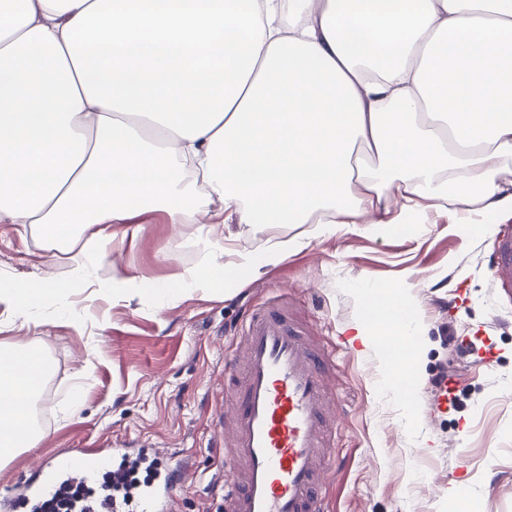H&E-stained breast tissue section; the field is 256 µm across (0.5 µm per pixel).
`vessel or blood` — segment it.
Instances as JSON below:
<instances>
[{"mask_svg":"<svg viewBox=\"0 0 512 512\" xmlns=\"http://www.w3.org/2000/svg\"><path fill=\"white\" fill-rule=\"evenodd\" d=\"M496 264L512 285V231L498 236ZM241 355L224 358V443L235 450L224 483V512H322L319 479L329 446L327 385L335 355L316 343L289 310L270 303L242 327ZM107 456L84 449L45 456L37 479L0 494V512H41L66 484H98ZM178 482L142 491L138 512H166ZM86 501L88 512H123L108 486Z\"/></svg>","mask_w":512,"mask_h":512,"instance_id":"vessel-or-blood-1","label":"vessel or blood"}]
</instances>
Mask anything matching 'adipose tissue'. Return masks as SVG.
I'll return each instance as SVG.
<instances>
[{
	"mask_svg": "<svg viewBox=\"0 0 512 512\" xmlns=\"http://www.w3.org/2000/svg\"><path fill=\"white\" fill-rule=\"evenodd\" d=\"M266 233L244 252L198 229L202 265L143 298L198 288L232 297L306 248L273 236L384 238L457 216L467 234L512 209V0H0V223L77 248L65 280L0 275V305L28 319L97 272L116 224L153 210L183 224ZM413 285L370 287L354 337L400 346ZM49 370L35 348L0 347V466L45 437L35 405Z\"/></svg>",
	"mask_w": 512,
	"mask_h": 512,
	"instance_id": "1",
	"label": "adipose tissue"
}]
</instances>
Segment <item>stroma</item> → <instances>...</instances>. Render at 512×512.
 I'll return each instance as SVG.
<instances>
[{
	"mask_svg": "<svg viewBox=\"0 0 512 512\" xmlns=\"http://www.w3.org/2000/svg\"><path fill=\"white\" fill-rule=\"evenodd\" d=\"M136 236L117 240L100 272L121 297L74 291L71 314L47 307L37 321L0 306V343L37 346L50 370L36 405L45 439L0 467V491L32 474L42 455L67 448H151L182 462L185 478L168 512H220L223 462L231 456L215 418L224 403V357L239 343L249 310L287 300L321 345L335 350L328 381L334 414L323 490L326 512H455L462 485L478 512H512V293L499 288L493 237L467 240L452 215L375 239L353 229L314 238V225L273 233L311 235L306 249L240 288L199 289L156 303L124 293L126 281H164L197 267L198 227L158 212L137 216ZM69 253L46 248L16 224H0V271L63 277ZM425 336L411 403L386 386L379 350L352 339L360 304L349 290L364 276L378 285L409 275ZM459 394L447 403L437 375ZM83 408L62 417L73 391Z\"/></svg>",
	"mask_w": 512,
	"mask_h": 512,
	"instance_id": "stroma-1",
	"label": "stroma"
}]
</instances>
